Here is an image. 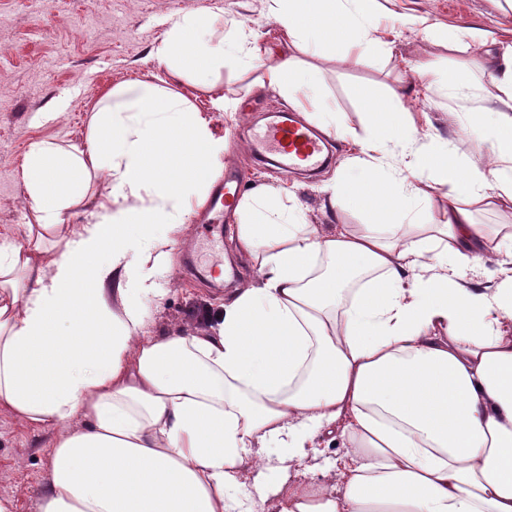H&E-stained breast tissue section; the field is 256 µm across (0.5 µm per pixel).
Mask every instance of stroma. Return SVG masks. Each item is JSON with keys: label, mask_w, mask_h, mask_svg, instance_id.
I'll list each match as a JSON object with an SVG mask.
<instances>
[{"label": "stroma", "mask_w": 512, "mask_h": 512, "mask_svg": "<svg viewBox=\"0 0 512 512\" xmlns=\"http://www.w3.org/2000/svg\"><path fill=\"white\" fill-rule=\"evenodd\" d=\"M376 19L383 33L401 30V58H389L369 48L357 60L322 63L314 89L331 105L337 125L363 130L364 105L381 98L384 84L394 79L422 84L432 81L427 96L412 101L413 111L426 113L437 133L449 142L459 159L489 153L492 140L477 142L470 134L468 104L447 95L459 77L480 78L471 57L448 51L429 38L433 29L474 26L499 39H512V0H379ZM185 11L220 15L225 29L244 24L261 45L275 43L281 31L265 0H0V240H17L30 219L20 171L31 141L48 139L63 145H82L90 111L106 91L121 82H152L161 69L149 56L163 38L165 17ZM412 26L400 27L402 17ZM255 77L243 62L225 65L224 94L237 105L224 109L211 94L187 85L183 91L208 119L215 139L224 143V168L241 172L247 185L276 182L296 186L313 224L335 223V213L323 212L315 188L336 169L327 162L315 173L284 172L261 160L250 143L253 130L266 124L272 111H287L277 93L252 92ZM231 210L204 218L195 210L185 233L178 236L173 262L157 278L160 295L151 304L148 323L164 333L198 321L206 309L218 308L245 274L235 266L232 278L202 280L214 254L234 260L228 245ZM51 431L35 432L5 415L0 416V496L14 499V512H35L41 495ZM345 448L332 443L307 449L301 462L286 459L281 449L265 448V466L249 473L266 487L265 512L289 485L314 476L344 457Z\"/></svg>", "instance_id": "stroma-1"}]
</instances>
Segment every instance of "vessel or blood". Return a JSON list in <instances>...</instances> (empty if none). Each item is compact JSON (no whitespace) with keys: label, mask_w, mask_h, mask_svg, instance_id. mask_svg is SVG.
<instances>
[{"label":"vessel or blood","mask_w":512,"mask_h":512,"mask_svg":"<svg viewBox=\"0 0 512 512\" xmlns=\"http://www.w3.org/2000/svg\"><path fill=\"white\" fill-rule=\"evenodd\" d=\"M256 146L259 151L284 156L290 169L307 167L314 169L324 163L328 149L325 139L312 128L296 122L267 123L257 133ZM239 194V181L236 176L225 177L213 191V204L217 207H230L236 204Z\"/></svg>","instance_id":"vessel-or-blood-1"}]
</instances>
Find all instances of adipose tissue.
I'll use <instances>...</instances> for the list:
<instances>
[{
  "instance_id": "adipose-tissue-1",
  "label": "adipose tissue",
  "mask_w": 512,
  "mask_h": 512,
  "mask_svg": "<svg viewBox=\"0 0 512 512\" xmlns=\"http://www.w3.org/2000/svg\"><path fill=\"white\" fill-rule=\"evenodd\" d=\"M271 2L278 61L236 32L260 69L253 86L331 127L307 82L325 43L354 57L399 43L379 40L355 0ZM164 24L157 82L105 92L82 146L30 144L31 217L0 244V415L54 433L36 512H258L265 489L245 490L254 449L298 461L336 431L345 460L289 489L277 512H512V225L475 221L512 212V41L478 27L435 38L486 61L483 106L469 114L478 134L494 118L486 160L418 143L412 86L387 87L369 132L342 129L357 152L318 187L325 207L357 200L370 223H309L280 186L243 194L233 241L257 277L200 323L158 335L146 327L156 276L222 167L208 121L174 86L199 73L219 91L224 68L223 19L188 11ZM78 210L86 223L64 222Z\"/></svg>"
}]
</instances>
